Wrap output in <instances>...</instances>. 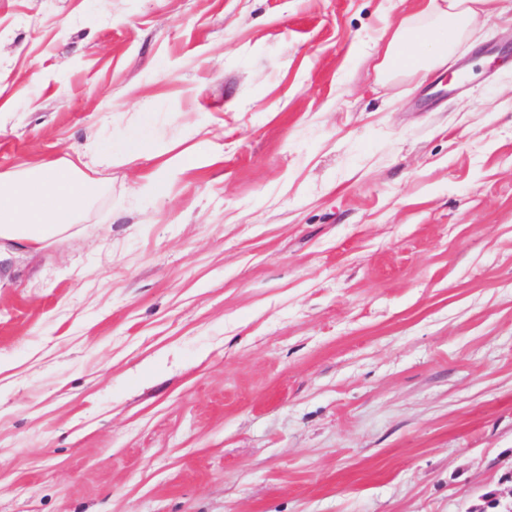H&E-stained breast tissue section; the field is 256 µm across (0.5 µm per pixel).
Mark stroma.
Wrapping results in <instances>:
<instances>
[{"label":"stroma","mask_w":512,"mask_h":512,"mask_svg":"<svg viewBox=\"0 0 512 512\" xmlns=\"http://www.w3.org/2000/svg\"><path fill=\"white\" fill-rule=\"evenodd\" d=\"M411 12L0 0V174L147 149L0 260V512L512 503V11L380 74Z\"/></svg>","instance_id":"obj_1"}]
</instances>
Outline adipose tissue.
I'll list each match as a JSON object with an SVG mask.
<instances>
[{
	"mask_svg": "<svg viewBox=\"0 0 512 512\" xmlns=\"http://www.w3.org/2000/svg\"><path fill=\"white\" fill-rule=\"evenodd\" d=\"M494 0H414L418 14L430 17L416 28L398 25L377 68L431 71L442 66L456 39ZM97 189L76 162L41 163L15 178L0 175V242L18 251H38L70 229Z\"/></svg>",
	"mask_w": 512,
	"mask_h": 512,
	"instance_id": "1",
	"label": "adipose tissue"
}]
</instances>
